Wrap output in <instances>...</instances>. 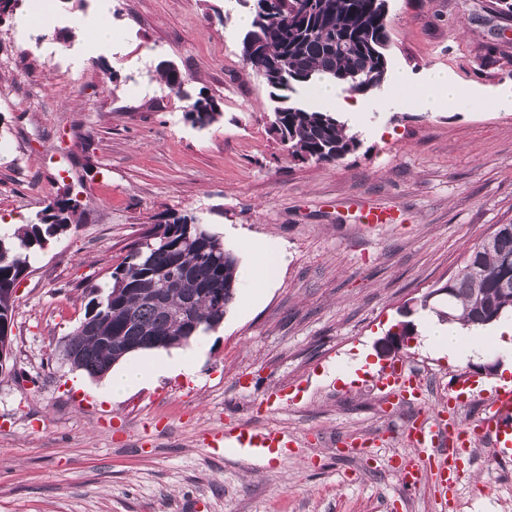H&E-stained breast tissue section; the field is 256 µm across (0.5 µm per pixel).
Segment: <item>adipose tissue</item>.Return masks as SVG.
I'll use <instances>...</instances> for the list:
<instances>
[{
	"instance_id": "ef3b65f1",
	"label": "adipose tissue",
	"mask_w": 512,
	"mask_h": 512,
	"mask_svg": "<svg viewBox=\"0 0 512 512\" xmlns=\"http://www.w3.org/2000/svg\"><path fill=\"white\" fill-rule=\"evenodd\" d=\"M405 93L412 102L421 105L425 110L434 112L439 109L455 107L461 104L472 108L480 107L482 99L479 96L464 95L452 83L446 72L431 70L423 83L417 86H405ZM428 341L449 360L462 363L468 358L480 354L486 346H494L507 358L512 357V324L500 326L493 334H465L459 327L441 321L438 316H431L427 325ZM185 361L177 358L160 357L143 361L129 358L110 371L105 383V398H113L130 389L142 385L152 374L166 372L178 374L186 371Z\"/></svg>"
}]
</instances>
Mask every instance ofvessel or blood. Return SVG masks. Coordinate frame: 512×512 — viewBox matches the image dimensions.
Instances as JSON below:
<instances>
[{
  "mask_svg": "<svg viewBox=\"0 0 512 512\" xmlns=\"http://www.w3.org/2000/svg\"><path fill=\"white\" fill-rule=\"evenodd\" d=\"M376 385L391 406L416 402L422 397L421 378L403 366L381 375ZM456 408V398H449L444 408L434 416L417 418L407 425L405 432L415 458L411 461L398 460L395 465L403 486H417L423 477L428 476L440 496H447L466 475L462 455L471 445L472 434H482L498 447L502 446L505 437L512 436L511 389L496 390L486 400L477 429L459 427L453 417ZM217 445L228 452L243 448L257 455H284L297 447L298 442L276 428L238 424L225 428Z\"/></svg>",
  "mask_w": 512,
  "mask_h": 512,
  "instance_id": "obj_1",
  "label": "vessel or blood"
}]
</instances>
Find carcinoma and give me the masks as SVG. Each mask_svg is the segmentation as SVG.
<instances>
[{"label":"carcinoma","instance_id":"1","mask_svg":"<svg viewBox=\"0 0 512 512\" xmlns=\"http://www.w3.org/2000/svg\"><path fill=\"white\" fill-rule=\"evenodd\" d=\"M281 7L266 14L251 7V26L245 42L264 43L257 56H243L270 89L274 103L271 127L280 128L288 151L314 163H329L341 152L359 145L336 113L303 106L292 100L299 88L307 90L323 80L348 90L369 93L388 75V0H280ZM279 60L273 73L270 62ZM161 80L187 101L185 115L198 114L202 126L218 120L220 104L205 90L185 88V77L175 66L161 61ZM80 205L62 198L49 203L39 222L28 224L14 238L0 237V339L12 331L13 295L29 268V254L49 238L77 223ZM149 231L167 243L128 255L110 273L108 282L90 289L86 313L91 327L77 326L70 342L79 354L77 368L92 376L106 373L121 354L139 350L169 349L191 339L171 311L192 301L198 330L217 326V304L227 310L237 290V263L233 252L206 225L192 217L175 216ZM167 285V298L154 301L156 289ZM450 323L474 329L496 321L512 310V224H501L493 242L476 244L463 266L448 279Z\"/></svg>","mask_w":512,"mask_h":512}]
</instances>
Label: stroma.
<instances>
[{"instance_id": "35a3bbf8", "label": "stroma", "mask_w": 512, "mask_h": 512, "mask_svg": "<svg viewBox=\"0 0 512 512\" xmlns=\"http://www.w3.org/2000/svg\"><path fill=\"white\" fill-rule=\"evenodd\" d=\"M235 0H20L0 21V231L36 222L63 192L78 224L31 254L14 295L8 371L0 373V512H512L500 473L512 452L475 441L466 478L441 502L430 481L401 485L391 458L402 431L470 387L473 421L494 375L472 376L412 340L375 349L392 326L422 329L421 300L463 265L495 225L512 224V15L492 0H389L391 75L418 85L447 72L481 109L426 111L395 93L362 95L360 139L342 159L292 158L270 129L269 90L243 60ZM105 22L111 53L90 50L83 23ZM174 63L221 104L199 128L155 71ZM360 202L392 206L394 224L357 223ZM188 215L233 249L284 253L273 287L239 299L188 343L191 375L160 378L121 400L59 350L154 224ZM376 371L403 364L424 383L418 404L389 408L375 373L344 383L358 345ZM250 376L251 389L237 385ZM278 392L271 407L266 394ZM241 423L297 438L298 453L255 459L212 451ZM364 450L340 446V439ZM399 325H403L404 333L410 336L387 335L384 337L378 347L379 352L383 357L390 358L398 356L401 353V350L407 346L412 339L414 329L412 330L410 325L405 322L395 325V328Z\"/></svg>"}]
</instances>
